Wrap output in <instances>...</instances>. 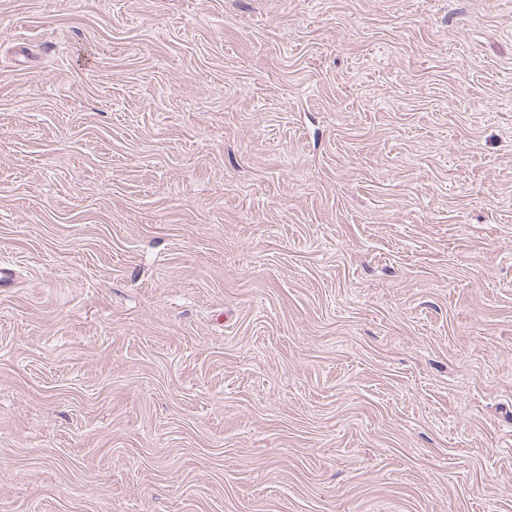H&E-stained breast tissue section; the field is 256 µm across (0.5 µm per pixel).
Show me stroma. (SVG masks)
Wrapping results in <instances>:
<instances>
[{
  "label": "stroma",
  "instance_id": "35a3bbf8",
  "mask_svg": "<svg viewBox=\"0 0 512 512\" xmlns=\"http://www.w3.org/2000/svg\"><path fill=\"white\" fill-rule=\"evenodd\" d=\"M0 512H512V0H0Z\"/></svg>",
  "mask_w": 512,
  "mask_h": 512
}]
</instances>
